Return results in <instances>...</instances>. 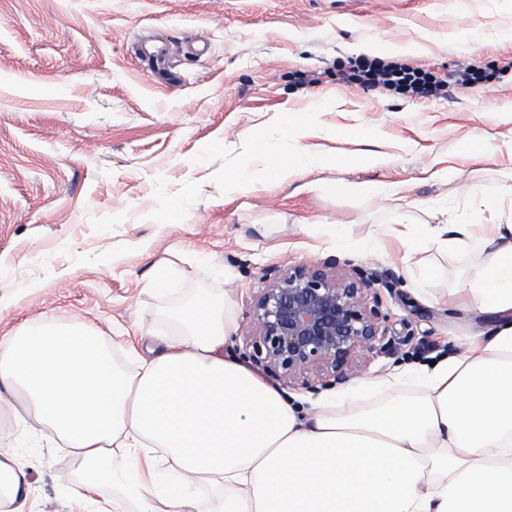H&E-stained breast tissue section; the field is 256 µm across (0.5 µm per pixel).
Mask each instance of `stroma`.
I'll return each instance as SVG.
<instances>
[{
  "label": "stroma",
  "instance_id": "stroma-1",
  "mask_svg": "<svg viewBox=\"0 0 512 512\" xmlns=\"http://www.w3.org/2000/svg\"><path fill=\"white\" fill-rule=\"evenodd\" d=\"M367 37L419 44L403 63L436 76L473 66L491 79L430 99L347 85L339 68ZM149 42L164 45L171 83L141 58ZM317 104L308 134L279 138L282 114ZM510 132L512 0H0V336L47 314L77 319L133 368L170 333L163 310L205 292L225 300L224 352L243 359L269 276L325 263L371 278L388 316L360 380L462 354L478 255H406L395 222L463 223L477 197L500 198ZM258 139L326 167L225 188ZM340 181L402 198L343 196ZM167 260L169 288L155 290ZM20 411L0 404V448L29 467L33 512H78L60 478L71 458L51 432L23 437Z\"/></svg>",
  "mask_w": 512,
  "mask_h": 512
}]
</instances>
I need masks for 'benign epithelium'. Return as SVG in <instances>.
I'll list each match as a JSON object with an SVG mask.
<instances>
[{"mask_svg": "<svg viewBox=\"0 0 512 512\" xmlns=\"http://www.w3.org/2000/svg\"><path fill=\"white\" fill-rule=\"evenodd\" d=\"M253 316L256 362L304 385L353 376L387 333L370 283L317 265H296L269 280Z\"/></svg>", "mask_w": 512, "mask_h": 512, "instance_id": "7a95c632", "label": "benign epithelium"}]
</instances>
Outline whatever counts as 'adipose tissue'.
<instances>
[{
	"instance_id": "1",
	"label": "adipose tissue",
	"mask_w": 512,
	"mask_h": 512,
	"mask_svg": "<svg viewBox=\"0 0 512 512\" xmlns=\"http://www.w3.org/2000/svg\"><path fill=\"white\" fill-rule=\"evenodd\" d=\"M258 173L283 181L323 162L285 160L255 142ZM407 250L470 248L483 258L467 290L480 322L467 350L373 381L392 393L365 410L330 396L309 407L239 359L223 301L198 295L168 317L173 335L130 373L109 337L53 317L0 337V402L24 401L21 422L48 428L73 458L74 499L98 512H512V219L480 200L473 222L404 225ZM422 387L397 397L406 380ZM133 463L112 465L114 449ZM214 494L200 508L197 491ZM28 474L0 450V512H24Z\"/></svg>"
}]
</instances>
